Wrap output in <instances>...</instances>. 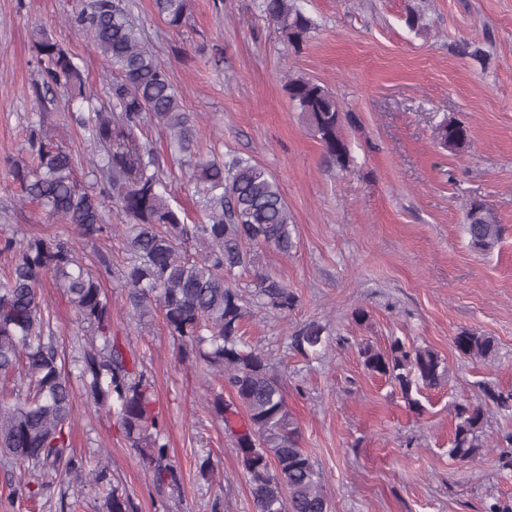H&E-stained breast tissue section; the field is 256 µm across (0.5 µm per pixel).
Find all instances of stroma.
I'll return each mask as SVG.
<instances>
[{"label":"stroma","instance_id":"35a3bbf8","mask_svg":"<svg viewBox=\"0 0 512 512\" xmlns=\"http://www.w3.org/2000/svg\"><path fill=\"white\" fill-rule=\"evenodd\" d=\"M260 0H190L180 30L159 18L153 0L134 12L184 109L195 118L194 148L215 157L252 159L278 181L291 210L297 248L260 251L255 269L296 296L285 313L255 307L246 340L263 350L282 381L300 445L322 471L331 512H481L512 504V414L488 421L489 446L476 462L448 454L458 404L482 398L491 381L512 388V0H301L316 28L300 48L288 46ZM77 0H0V243L34 235L76 238L21 201L10 169L28 158L25 130L33 114L55 128L92 183L88 133L60 97L33 102L40 76L32 32L51 34L74 55L99 103L107 79L85 37L68 24ZM423 16L410 29L407 12ZM472 43L481 57L460 54ZM224 61L214 64L215 49ZM307 77L327 87L349 112L344 127L352 161L327 167L285 88ZM469 126L471 143L452 151L437 139L448 121ZM174 208L197 215L187 168L171 155L165 129L147 132ZM483 203L503 227L497 246L473 248L465 217ZM112 301V333L126 341L152 382L178 488L157 489L118 421L84 396L74 406L79 455L106 454L112 482L135 512H253L235 439L208 404L222 377L183 358L160 312L136 319L115 275L102 278ZM46 314L68 356L77 357L82 327L62 291L44 290ZM364 318H357V311ZM326 325L319 357L289 348L303 324ZM477 331L498 342L485 365L458 356L453 339ZM401 339L431 347L448 364L442 385L424 391L422 412L369 373L361 344L388 348Z\"/></svg>","mask_w":512,"mask_h":512}]
</instances>
